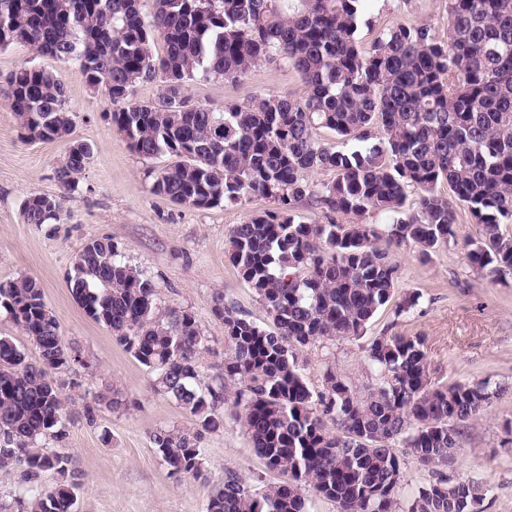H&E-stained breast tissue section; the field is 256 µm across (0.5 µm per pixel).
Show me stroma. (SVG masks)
<instances>
[{"instance_id":"35a3bbf8","label":"stroma","mask_w":512,"mask_h":512,"mask_svg":"<svg viewBox=\"0 0 512 512\" xmlns=\"http://www.w3.org/2000/svg\"><path fill=\"white\" fill-rule=\"evenodd\" d=\"M447 0H362L356 36L362 45L398 25L430 26L448 34ZM51 72L67 89L72 112L68 138L26 141L14 112L0 98V282L35 278L57 318L66 344L80 350L83 361L54 371L65 403L66 435L47 441L49 449L70 454L81 476L75 512H205L216 486L228 475L264 489L280 482L256 453L232 407L224 409L223 430L205 435L202 446L206 477L173 475L150 437L159 428L189 430L196 419L174 399L153 389V376L74 301L67 277L76 252L89 239L108 236L131 265L149 275L159 308L191 309L213 351L201 361L204 381L223 366L224 325L211 313L215 294L242 316L269 326L265 307L227 258L229 231L249 212L271 208L256 196L242 205L186 208L152 190L151 171L164 168L165 155L144 158L112 124L110 106L88 89L78 67L34 55L14 43L0 47V74L24 62ZM304 88L302 75L285 62L261 64L237 81L196 79L188 84L194 101L213 108L225 102L246 103L268 94L289 95ZM92 145L93 155L69 191L60 220L25 223L23 201L30 195H55V170L71 142ZM456 237L419 259L414 246L395 254L400 266L397 296L416 292L420 303L395 315L381 308L365 334L356 339L323 340L298 348L296 358L308 386L320 390L332 367L358 386L368 382L363 349L382 333L418 336L438 384L477 383L488 379L502 393L481 417L464 424L458 451L450 463L424 468L406 448L396 447L401 477L397 495L405 512L418 488L438 478L466 480L485 492L483 512H512V275L496 282L481 278L466 258V243L476 235L465 207L456 209ZM118 391L125 407H96L88 425L83 411L105 388Z\"/></svg>"}]
</instances>
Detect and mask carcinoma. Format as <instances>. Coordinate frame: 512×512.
Instances as JSON below:
<instances>
[{
    "mask_svg": "<svg viewBox=\"0 0 512 512\" xmlns=\"http://www.w3.org/2000/svg\"><path fill=\"white\" fill-rule=\"evenodd\" d=\"M9 2L12 42L76 63L137 154L177 158L152 172L154 193L191 208L254 196L274 203L231 229L228 250L273 329L216 294L211 311L224 324V367L211 383L199 371L202 355L212 353L210 338L191 310H160L152 279L109 237L76 253L82 276L70 275L73 298L155 374L157 391L198 419L192 431L153 432L162 461L176 475L204 477L202 438L224 428L231 400L257 454L287 480L257 492L230 475L206 512H308L309 489L336 502L337 512H394L401 464L393 445L430 469L448 464L458 449L457 426L483 415L502 387L438 386L421 337L383 334L364 350L367 393L330 367L314 392L293 347L362 336L394 297L393 249L411 243L427 259L455 238V209L438 192L441 183L476 224L469 265L491 282L512 274V235L502 230L512 224V0H448L447 37L427 25L398 24L368 48L356 38L362 0H153L149 17L141 0ZM281 60L302 74V93L216 109L186 92L196 78L235 81ZM158 79V97L134 98L137 85ZM0 96L25 139L70 134L66 88L52 72L22 63L0 79ZM321 129L363 146L331 150L318 139ZM92 154L91 145L71 143L55 170L64 191ZM315 169L336 178L315 184L308 180ZM410 191L413 211L404 209ZM64 198L27 197L24 222L59 220ZM304 200L322 220H298ZM369 213L390 225L383 245L375 225L340 221ZM45 307L35 279L0 284V310L39 352L32 361L0 336V468L20 469L25 484L0 512H74L79 474L71 457L40 447L63 438L64 402L51 372L74 363ZM230 382L237 385L232 393ZM51 471L55 482L43 483ZM483 499L470 481L440 478L418 489L407 512H478Z\"/></svg>",
    "mask_w": 512,
    "mask_h": 512,
    "instance_id": "1",
    "label": "carcinoma"
}]
</instances>
